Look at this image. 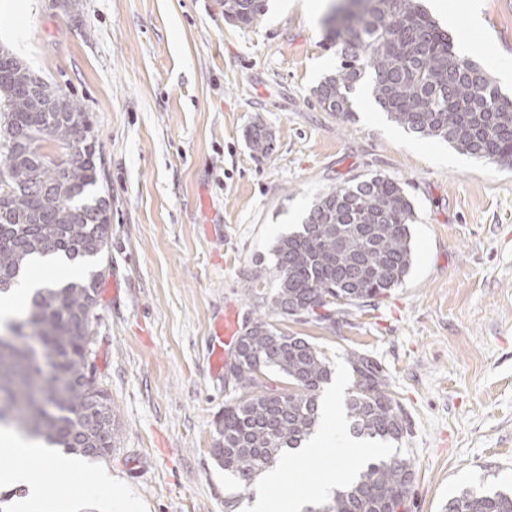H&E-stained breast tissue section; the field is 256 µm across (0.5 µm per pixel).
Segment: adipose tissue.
<instances>
[{"label":"adipose tissue","mask_w":512,"mask_h":512,"mask_svg":"<svg viewBox=\"0 0 512 512\" xmlns=\"http://www.w3.org/2000/svg\"><path fill=\"white\" fill-rule=\"evenodd\" d=\"M0 454L12 455L16 464L0 471V483L6 482L26 491L17 512H39L46 486L61 479L73 480L76 490L85 496L111 486V476L103 471L89 472L76 462L44 453L38 441L22 438L14 430L0 429Z\"/></svg>","instance_id":"adipose-tissue-1"}]
</instances>
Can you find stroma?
I'll list each match as a JSON object with an SVG mask.
<instances>
[{"instance_id": "1", "label": "stroma", "mask_w": 512, "mask_h": 512, "mask_svg": "<svg viewBox=\"0 0 512 512\" xmlns=\"http://www.w3.org/2000/svg\"><path fill=\"white\" fill-rule=\"evenodd\" d=\"M423 0L454 44L469 41L512 99V0ZM317 11L269 0L247 27L222 0H0V43L90 116L110 203L100 262L93 373L116 409L118 440L94 461L144 512H224L238 492L212 455L233 385L209 372L208 330L225 306L240 322L269 315L276 240L296 231L316 197L383 175L414 204L413 262L375 306L335 323L274 318L328 359L323 396L345 401L346 355L385 371L411 420L407 512H443L464 487L512 481V168L476 159L391 121L367 82L354 116L322 111L312 90L338 64ZM272 135L266 157L247 131Z\"/></svg>"}]
</instances>
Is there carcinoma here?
<instances>
[{
    "label": "carcinoma",
    "instance_id": "cac0c4a2",
    "mask_svg": "<svg viewBox=\"0 0 512 512\" xmlns=\"http://www.w3.org/2000/svg\"><path fill=\"white\" fill-rule=\"evenodd\" d=\"M346 14L323 20L324 40L336 47V72L313 89L324 112L353 117L351 94L364 78L375 102L410 132L512 168V108L483 66L454 51L448 33L419 0H336ZM225 17L250 26L266 5L224 0ZM24 64L0 61V283H18L30 263L57 255L88 266L82 278L37 290L26 317L13 326L30 330L31 351L0 336V423L51 448L86 459H106L114 445L115 414L107 391L91 371L92 322L103 271L95 269L111 239L110 205L100 195L102 159L91 142L76 138L84 112L67 94L41 89ZM72 147L61 165L20 158L17 146ZM253 153L265 157L272 137L260 123L248 133ZM413 203L401 182L381 175L342 182L317 197L301 228L274 246L277 292L271 313L284 318L343 313L366 307L398 288L413 259ZM235 387L246 399L224 405L212 453L246 491L279 457L300 447L319 421L318 399L332 376L330 364L302 336L279 332L266 318L244 325L237 338ZM48 364L43 371L41 363ZM349 431L374 443H401L411 421L394 398L381 365L352 350ZM276 372L292 388L259 379ZM415 479L413 459L395 454L370 459L333 490L329 512H407ZM448 512H512V492L462 489Z\"/></svg>",
    "mask_w": 512,
    "mask_h": 512
}]
</instances>
